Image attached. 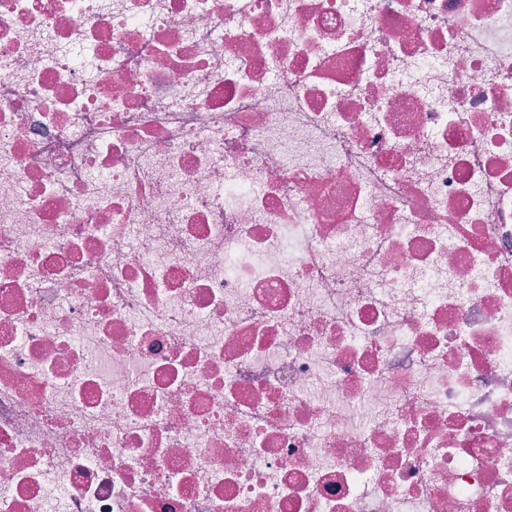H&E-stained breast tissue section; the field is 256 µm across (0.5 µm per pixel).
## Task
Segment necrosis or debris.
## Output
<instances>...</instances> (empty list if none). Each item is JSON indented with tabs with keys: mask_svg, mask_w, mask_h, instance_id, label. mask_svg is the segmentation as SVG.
I'll use <instances>...</instances> for the list:
<instances>
[{
	"mask_svg": "<svg viewBox=\"0 0 512 512\" xmlns=\"http://www.w3.org/2000/svg\"><path fill=\"white\" fill-rule=\"evenodd\" d=\"M0 512H512V0H0Z\"/></svg>",
	"mask_w": 512,
	"mask_h": 512,
	"instance_id": "obj_1",
	"label": "necrosis or debris"
}]
</instances>
